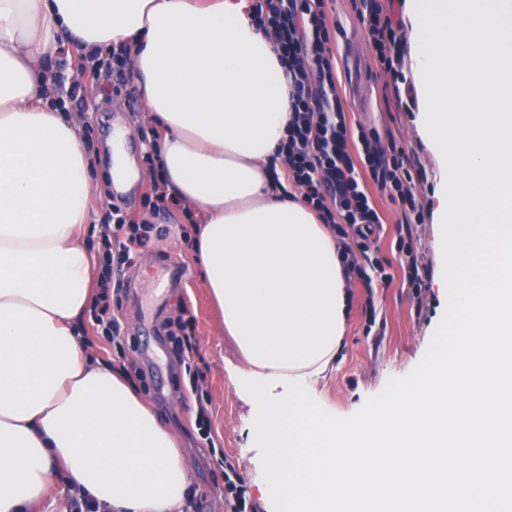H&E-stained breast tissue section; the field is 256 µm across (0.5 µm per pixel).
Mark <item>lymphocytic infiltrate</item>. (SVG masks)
<instances>
[{
    "instance_id": "lymphocytic-infiltrate-1",
    "label": "lymphocytic infiltrate",
    "mask_w": 512,
    "mask_h": 512,
    "mask_svg": "<svg viewBox=\"0 0 512 512\" xmlns=\"http://www.w3.org/2000/svg\"><path fill=\"white\" fill-rule=\"evenodd\" d=\"M327 0H252L250 10L274 39L292 87V116L277 158L289 182L300 188L318 219L354 238L343 262L364 287L390 285L391 273L373 256L372 236L382 224L376 196L399 203L407 223L425 221L412 191L413 175L405 152L383 150L374 130L350 125L336 94L333 41L338 24L330 22ZM360 18L379 65L393 73L402 49V25L384 0H360ZM112 249L103 280H111L143 245L145 230L113 211Z\"/></svg>"
}]
</instances>
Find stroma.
<instances>
[{"mask_svg": "<svg viewBox=\"0 0 512 512\" xmlns=\"http://www.w3.org/2000/svg\"><path fill=\"white\" fill-rule=\"evenodd\" d=\"M328 12L342 31L337 36V88L350 123L376 129L382 149L403 147L411 166L424 179L414 191L428 217L413 225L416 257L426 273V286L414 292L404 280L395 238L404 222L398 205L377 198L384 227L377 242L378 255L391 265L390 286L364 288L351 281V312L343 348L333 375L318 389L317 403L330 414L347 417L368 398L381 393L389 381L412 371L429 350L448 308L438 279L444 269L443 254L436 247L441 162L420 134L422 93L418 85L396 93L389 73L376 62L351 0H329ZM70 111H82L86 139L97 152L98 181L92 202L102 227L112 223L113 209H120L144 225L150 237L132 261L123 267L122 286L112 293V313L121 324L122 339L103 336L93 316L83 320L88 354L123 365L158 420L177 437L191 475L189 503L182 512H225L224 474L213 465L207 448L195 439L199 408H207L212 437L224 457L243 479L251 512H268L258 490L265 477L263 453L248 426L256 408L241 384L247 364L232 340L225 336L222 319L203 284L194 262L192 244L183 236L191 222L182 204L149 203L152 175L146 160L157 149L153 127L140 121L141 103L131 68L112 77L105 88L82 86ZM126 130L125 149L138 173L130 189L118 190L107 176L111 159L106 142L115 130ZM374 314H367V307ZM188 314L201 334L199 366L205 375L201 394L190 391L189 375L172 352L167 320ZM384 326L382 335L370 333V322Z\"/></svg>", "mask_w": 512, "mask_h": 512, "instance_id": "obj_1", "label": "stroma"}]
</instances>
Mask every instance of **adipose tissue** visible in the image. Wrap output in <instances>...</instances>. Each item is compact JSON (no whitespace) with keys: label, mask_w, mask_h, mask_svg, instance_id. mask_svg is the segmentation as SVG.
Listing matches in <instances>:
<instances>
[{"label":"adipose tissue","mask_w":512,"mask_h":512,"mask_svg":"<svg viewBox=\"0 0 512 512\" xmlns=\"http://www.w3.org/2000/svg\"><path fill=\"white\" fill-rule=\"evenodd\" d=\"M125 47L164 190L200 218L194 248L248 373L326 378L350 308L340 241L274 181L291 87L231 0H0V512H37L56 470L106 512H175L181 449L119 369L86 356L96 157L44 100L62 39Z\"/></svg>","instance_id":"1"}]
</instances>
